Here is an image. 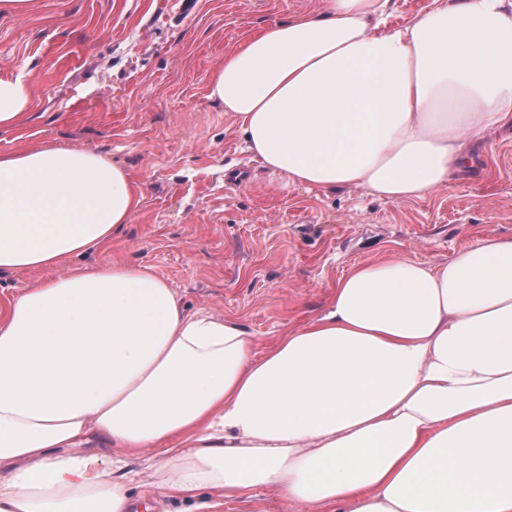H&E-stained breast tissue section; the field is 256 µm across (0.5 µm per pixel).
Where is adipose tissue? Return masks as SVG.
<instances>
[{
    "label": "adipose tissue",
    "instance_id": "1",
    "mask_svg": "<svg viewBox=\"0 0 512 512\" xmlns=\"http://www.w3.org/2000/svg\"><path fill=\"white\" fill-rule=\"evenodd\" d=\"M387 5L325 0L214 71L210 98L262 166L420 199L512 127V0H433L399 27ZM30 102L0 76V131ZM141 203L94 151L2 154L0 271L94 252ZM95 438L149 450L188 512L262 491L298 512H512V237L355 264L261 354L146 266L37 283L0 308V512H130L126 462L85 452Z\"/></svg>",
    "mask_w": 512,
    "mask_h": 512
}]
</instances>
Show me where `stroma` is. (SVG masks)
<instances>
[{"instance_id": "35a3bbf8", "label": "stroma", "mask_w": 512, "mask_h": 512, "mask_svg": "<svg viewBox=\"0 0 512 512\" xmlns=\"http://www.w3.org/2000/svg\"><path fill=\"white\" fill-rule=\"evenodd\" d=\"M324 0H31L0 15V75L31 94L0 153L92 148L126 170L139 210L69 270L148 266L187 311L234 320L265 352L320 314L337 280L389 250L436 264L477 238L512 236V130L472 146V162L425 198L389 201L358 187L289 184L246 149L209 97L210 77L257 31L322 10ZM125 458L133 512H177L138 451Z\"/></svg>"}]
</instances>
